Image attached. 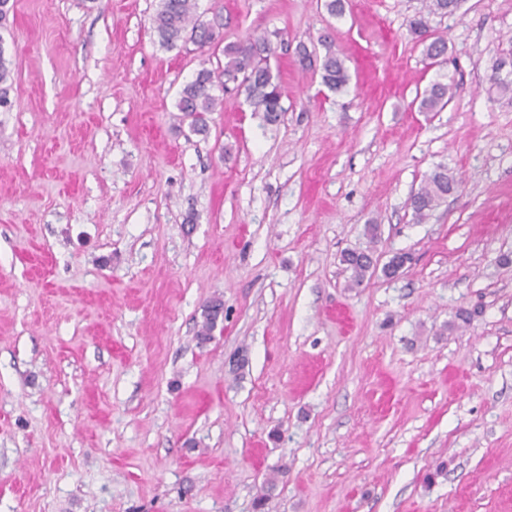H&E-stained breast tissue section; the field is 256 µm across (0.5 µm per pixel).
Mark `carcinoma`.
<instances>
[{"label":"carcinoma","mask_w":512,"mask_h":512,"mask_svg":"<svg viewBox=\"0 0 512 512\" xmlns=\"http://www.w3.org/2000/svg\"><path fill=\"white\" fill-rule=\"evenodd\" d=\"M462 2L421 0V8L410 22V33L424 45L425 56L433 64L445 62L448 44L444 38L434 34L431 22L436 17L444 18L454 14ZM197 9V0H159L152 22L160 46L173 50L191 44L201 51L213 46L218 38L215 28L201 19ZM273 52L274 47L269 37H251L245 42L224 47V70L220 74H215V71L205 66L199 69L195 77L185 83L178 93L177 109L183 118L189 120L190 130L196 135H208L210 114L223 105V100L212 93L217 83L224 86L235 84L237 89L245 92L251 111L260 115L265 125L278 124L283 112L282 98L285 90L280 76L272 72L268 63ZM9 65L10 61L0 45L1 109L10 107L9 89L4 87L9 76ZM508 65L512 67V56L502 57L493 64L490 89L512 101V70L503 72ZM321 79L334 92L343 90L349 83L344 62L331 50L327 51L322 61ZM451 97L452 85L435 82L424 90L419 109L422 112H440ZM457 186L458 180L448 173L447 167L436 165L410 198L415 219L419 222L428 219ZM342 262L351 271L352 281L357 285L363 282L367 274H373L379 269L372 256L364 251H346L342 254ZM409 262L408 254L395 253L379 270L383 276L391 278L398 275ZM221 307L223 300L220 298H213L204 305V322L197 333L199 343L211 339Z\"/></svg>","instance_id":"1"}]
</instances>
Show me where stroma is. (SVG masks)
<instances>
[{
  "label": "stroma",
  "mask_w": 512,
  "mask_h": 512,
  "mask_svg": "<svg viewBox=\"0 0 512 512\" xmlns=\"http://www.w3.org/2000/svg\"><path fill=\"white\" fill-rule=\"evenodd\" d=\"M13 2L0 512H512V103L487 92L512 0L433 20L440 66L420 0H199L203 53L159 45L158 0ZM263 34L280 122L232 90L190 132L182 85ZM325 39L336 93L298 55ZM439 164L460 186L417 222ZM352 249L412 262L356 285ZM463 0H421L414 19L410 22V33L424 45V52L432 64L440 65L445 62L448 44L444 38L436 36L431 26L433 18H444L453 15ZM321 79L323 84L334 92L343 90L349 83L344 62L330 49L322 61ZM452 85L435 82L427 87L421 97L419 109L422 112H439L444 109L452 97ZM223 300L220 298H213L209 300L203 309V317L204 322L201 326V329L197 333V339L199 343H205L209 341L211 337V333L214 328L217 326V315L218 310L223 307Z\"/></svg>",
  "instance_id": "1"
}]
</instances>
